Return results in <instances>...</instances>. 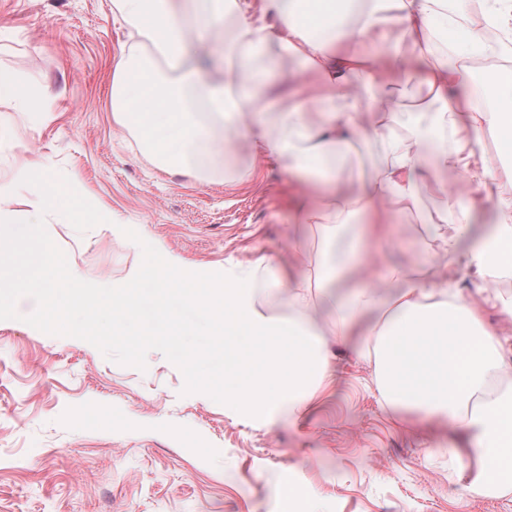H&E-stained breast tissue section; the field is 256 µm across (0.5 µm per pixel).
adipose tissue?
Instances as JSON below:
<instances>
[{"label":"adipose tissue","mask_w":512,"mask_h":512,"mask_svg":"<svg viewBox=\"0 0 512 512\" xmlns=\"http://www.w3.org/2000/svg\"><path fill=\"white\" fill-rule=\"evenodd\" d=\"M119 9L179 72L176 91H169L158 69L130 52L112 73L115 120L138 129L164 167L216 182L224 175L220 154L245 140L291 177L328 171V191L315 201L299 199L294 223L327 230L359 215L378 216L383 202L420 223L446 226L449 258L469 242L475 207L468 194L438 183L440 203L423 213L420 174L429 159L436 169L471 177L485 165L489 146L512 148V113L476 103L467 61L482 53L485 28L460 30L448 0H262L256 20L248 0H119ZM407 43L435 56V64L417 69L402 52ZM288 56L321 82L280 112L257 66L271 70ZM422 95L437 108L438 128L401 109V98ZM204 109L213 126L201 125ZM365 112L373 113L372 124L362 123ZM355 142L382 143L388 163L350 193L340 184ZM494 212L493 231L468 251L470 264L490 277L512 263V200L498 198ZM390 278L398 287L389 295L362 287L333 300L337 335H354L358 318L373 314L359 352L374 357L382 398L448 428L430 441L426 456L473 459L465 486L471 495L512 484V387L489 388L492 379L512 374V363L500 356L480 306L447 278L415 280L400 268ZM327 279L320 267L314 277L289 280L291 318L261 309L249 269L229 272L215 296L189 294V302L209 306L223 321L225 335L279 364L275 374L259 377L250 364L236 366L225 376L228 402L269 417L292 413L331 376L319 332L305 317L314 286Z\"/></svg>","instance_id":"ef3b65f1"}]
</instances>
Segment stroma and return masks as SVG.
I'll return each instance as SVG.
<instances>
[{
    "label": "stroma",
    "instance_id": "obj_1",
    "mask_svg": "<svg viewBox=\"0 0 512 512\" xmlns=\"http://www.w3.org/2000/svg\"><path fill=\"white\" fill-rule=\"evenodd\" d=\"M117 0H0V70L38 92L45 111L24 112L0 97V189L24 211L23 157L65 176L107 221L78 232L58 211L45 227L79 279L123 284L140 266V241L174 256L189 272H229L265 259L256 285L266 306L287 315L271 282L282 269L331 276L310 316L324 332L335 379L295 414L266 424L184 393L182 372L161 352L145 369L123 366L77 338L40 332L23 320H0V512H512V489L463 490L465 462L425 457L418 415L389 407L377 388L374 359L355 351L362 339L337 342L327 297L357 282L385 280L400 266L416 279L448 270L446 227L407 223L383 210V239L366 260L351 247L355 227L324 238L292 224L294 200L317 182L289 180L276 161L240 144L224 183L162 170L135 129L112 116V64L130 46L167 64L156 44L132 39L117 19ZM27 155H20L19 145ZM381 144L354 146L342 190L357 191L385 165ZM490 150L484 170L467 181L476 204L474 235L492 224L487 186L512 197ZM461 285L484 304L486 327L512 361V274L489 278L460 268ZM293 494H285V485Z\"/></svg>",
    "mask_w": 512,
    "mask_h": 512
}]
</instances>
